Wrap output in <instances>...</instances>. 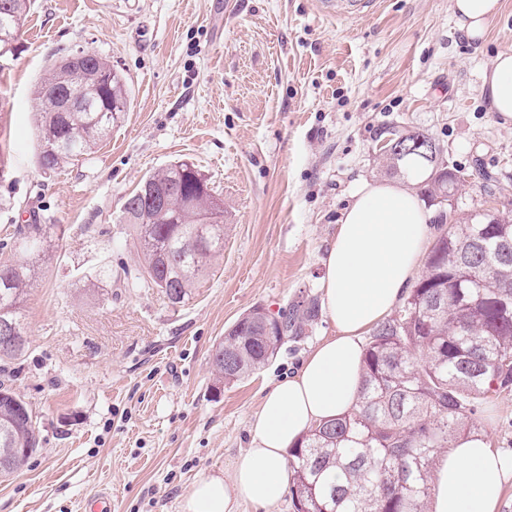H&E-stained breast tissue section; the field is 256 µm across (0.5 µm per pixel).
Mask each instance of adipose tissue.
Segmentation results:
<instances>
[{
	"label": "adipose tissue",
	"mask_w": 512,
	"mask_h": 512,
	"mask_svg": "<svg viewBox=\"0 0 512 512\" xmlns=\"http://www.w3.org/2000/svg\"><path fill=\"white\" fill-rule=\"evenodd\" d=\"M457 25L480 40L500 14V0H454ZM488 108L512 127V52L483 72ZM432 213L403 183L362 182L343 209L323 259L322 306L334 332L311 348L297 370L264 394L251 424L249 448L230 475L209 474L193 485L181 512H238L248 502L270 512L290 480L288 451L318 424L354 410L364 348L361 338L383 321L411 287L427 244ZM512 481V454L470 440L440 455L430 512H497Z\"/></svg>",
	"instance_id": "1"
}]
</instances>
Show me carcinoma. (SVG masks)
I'll return each mask as SVG.
<instances>
[{"instance_id":"carcinoma-1","label":"carcinoma","mask_w":512,"mask_h":512,"mask_svg":"<svg viewBox=\"0 0 512 512\" xmlns=\"http://www.w3.org/2000/svg\"><path fill=\"white\" fill-rule=\"evenodd\" d=\"M31 0H0V23L20 32ZM57 59L36 86L39 123L35 163L56 172L92 153L130 103L125 78L101 55L82 65L91 110L60 112L64 96ZM58 96L48 95L49 90ZM381 147L388 172L421 176V195L434 204L458 188L460 178L439 160L433 137L421 130L387 131ZM178 181L167 206L149 189ZM143 255L144 279L174 305L224 252V203L192 163L178 160L145 175L123 204ZM61 224H26L10 241L13 258L0 260V329L28 330L20 312L47 240L62 239ZM312 304L281 316L300 335L314 321ZM265 309L254 307L216 344L212 366L218 379L240 381L261 369L284 341L267 330ZM28 336L0 345V361L19 359ZM512 390V224L489 210L460 221L448 216L426 257L425 272L403 306L373 330L365 348L356 409L307 433L288 452L289 493L296 512H426L432 469L446 448L481 436L478 406ZM32 410L0 382V464L20 470L37 450ZM330 467L345 471V484L322 480Z\"/></svg>"}]
</instances>
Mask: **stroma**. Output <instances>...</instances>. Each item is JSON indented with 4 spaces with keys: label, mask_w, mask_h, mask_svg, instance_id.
Listing matches in <instances>:
<instances>
[{
    "label": "stroma",
    "mask_w": 512,
    "mask_h": 512,
    "mask_svg": "<svg viewBox=\"0 0 512 512\" xmlns=\"http://www.w3.org/2000/svg\"><path fill=\"white\" fill-rule=\"evenodd\" d=\"M483 42L452 0H380L352 18L321 0H32L0 58V244L30 208L65 225L23 304L30 343L0 368L40 446L0 479V512H180L204 474L230 472L271 384L298 368L326 313L261 370L220 383L211 354L255 306L320 298L322 259L357 185L385 180V129L419 128L466 173L459 216L512 218V128L482 74L512 51V0ZM89 50L127 80L130 110L89 159L43 173L33 159L36 83L58 52ZM192 161L224 203V252L188 300L141 280L122 204L147 173ZM480 420L512 453V392Z\"/></svg>",
    "instance_id": "35a3bbf8"
}]
</instances>
